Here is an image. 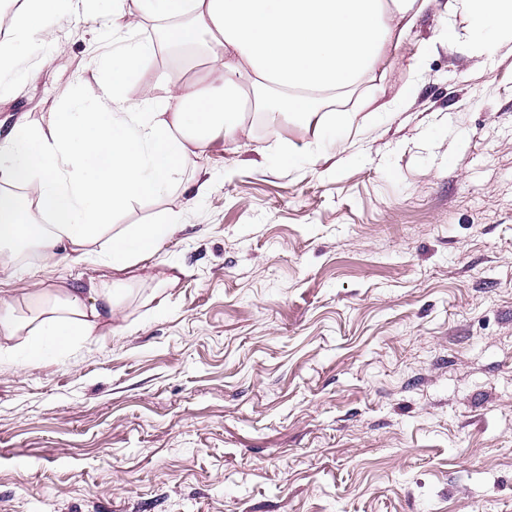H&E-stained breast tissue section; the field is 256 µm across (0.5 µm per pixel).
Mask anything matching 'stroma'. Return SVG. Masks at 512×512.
<instances>
[{
  "label": "stroma",
  "instance_id": "obj_1",
  "mask_svg": "<svg viewBox=\"0 0 512 512\" xmlns=\"http://www.w3.org/2000/svg\"><path fill=\"white\" fill-rule=\"evenodd\" d=\"M446 2L327 103L358 115L349 149L280 163L306 134L256 107L203 159L205 195L189 166L130 206L123 224L186 229L119 289L124 331L36 367L0 355V512H512V52ZM133 37L155 50L124 94L161 96L181 71L154 23ZM122 46L56 20L0 78V136L86 98ZM98 274L26 251L0 294Z\"/></svg>",
  "mask_w": 512,
  "mask_h": 512
}]
</instances>
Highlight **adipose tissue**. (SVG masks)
Segmentation results:
<instances>
[{
  "label": "adipose tissue",
  "mask_w": 512,
  "mask_h": 512,
  "mask_svg": "<svg viewBox=\"0 0 512 512\" xmlns=\"http://www.w3.org/2000/svg\"><path fill=\"white\" fill-rule=\"evenodd\" d=\"M90 2L24 0L0 40V77L56 19L87 15ZM446 9L468 14L477 32L512 40V0H448ZM418 14L416 0H138V15L129 19L122 0H113V33L158 22L177 55L189 61L202 51L208 72L183 81L160 74L165 97L129 101L120 88L153 52L152 44L130 39L78 111L0 139V270L14 268L31 245L54 265L87 258L96 243L107 269L89 288L39 289L29 311H0V352L37 366L94 339L102 320L118 319V274L148 266L182 226L176 213L117 233L112 225L132 202L165 194L208 151L237 143L246 132L248 92L286 89L280 115L310 133L313 145L344 144L353 115L324 117L317 92L358 86L387 66L388 48L409 36ZM14 184L29 189L30 199L12 193ZM37 214L47 223H34Z\"/></svg>",
  "instance_id": "obj_1"
}]
</instances>
